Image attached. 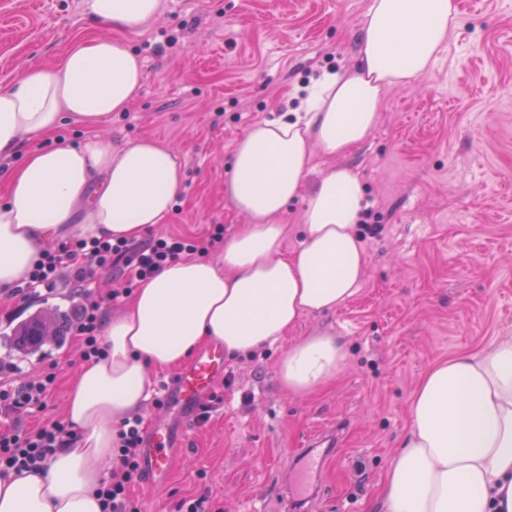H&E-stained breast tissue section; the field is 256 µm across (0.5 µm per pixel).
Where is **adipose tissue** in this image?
Returning a JSON list of instances; mask_svg holds the SVG:
<instances>
[{"label":"adipose tissue","mask_w":512,"mask_h":512,"mask_svg":"<svg viewBox=\"0 0 512 512\" xmlns=\"http://www.w3.org/2000/svg\"><path fill=\"white\" fill-rule=\"evenodd\" d=\"M86 5L93 20L117 31L162 7L161 0ZM457 24L453 0H372L354 70L324 71L297 111L245 130L224 181L244 224L215 256L184 257L140 283L106 320L108 356L78 370L65 405L78 440L42 473L0 474V512H101L95 490L114 459L121 422L150 396L152 370L179 368L205 345L250 355L283 339L303 314L337 310L357 293L368 263L355 231L364 185L344 166L307 186L313 153L342 155L368 139L385 90L413 86ZM143 81L134 49L98 38L0 85V158H23L0 170V298L25 285L56 234L130 239L168 220L184 191L177 154L149 138L115 143L96 132L126 111ZM67 122L85 129L80 143L58 139ZM32 137L51 144L24 149ZM299 198V245L286 253L277 219ZM346 359L334 334L304 336L283 353L277 377L288 394L307 396ZM381 498L385 512H512V337L423 374Z\"/></svg>","instance_id":"obj_1"}]
</instances>
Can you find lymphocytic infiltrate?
<instances>
[{
    "label": "lymphocytic infiltrate",
    "instance_id": "f902f5d3",
    "mask_svg": "<svg viewBox=\"0 0 512 512\" xmlns=\"http://www.w3.org/2000/svg\"><path fill=\"white\" fill-rule=\"evenodd\" d=\"M223 242L224 227L220 224L203 240L169 235L139 241L69 237L40 253L25 286L14 289L13 294L23 297L39 287L50 292L61 279H68L82 297L80 314L71 328L77 338L78 357L84 362L101 359L107 355L101 341L104 302L122 303L134 287L165 266L187 255L209 252ZM105 273L124 276L125 286L103 297L94 296L90 286ZM57 380V371L50 370L15 385L0 383L1 472L40 471L58 450L75 443L77 432L67 420L56 419L38 428L26 424L28 417L47 409ZM145 443L142 416L127 418L117 433L112 471L96 490L102 512H140L131 491L143 478L140 461Z\"/></svg>",
    "mask_w": 512,
    "mask_h": 512
}]
</instances>
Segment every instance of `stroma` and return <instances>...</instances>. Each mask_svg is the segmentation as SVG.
<instances>
[{
	"label": "stroma",
	"mask_w": 512,
	"mask_h": 512,
	"mask_svg": "<svg viewBox=\"0 0 512 512\" xmlns=\"http://www.w3.org/2000/svg\"><path fill=\"white\" fill-rule=\"evenodd\" d=\"M371 0H162L160 14L115 32L86 0H0V83L51 65L71 43L113 36L144 62L127 111L101 123L112 141L150 138L178 153L186 191L154 234H232L243 221L224 195L235 144L253 123L294 111L297 85L327 67L350 69ZM175 48H168L169 39ZM348 166L377 215L358 225L368 265L338 310L303 315L285 339L254 357L227 359L214 389L224 405L203 426L180 408L145 405L146 430L185 432L170 481L143 512H173L207 496L208 512H280V479L311 430L336 434V456L314 512H384L381 486L405 435L410 403L436 361L477 353L512 336V0L459 10L448 49L416 87L383 95L371 136L340 156L316 155L314 172ZM69 287L0 299V360L20 382L59 371L47 416L64 414L81 366L76 340L59 336L29 355L15 329L74 306ZM329 331L348 357L320 393L284 392L277 364L295 339Z\"/></svg>",
	"instance_id": "1"
}]
</instances>
